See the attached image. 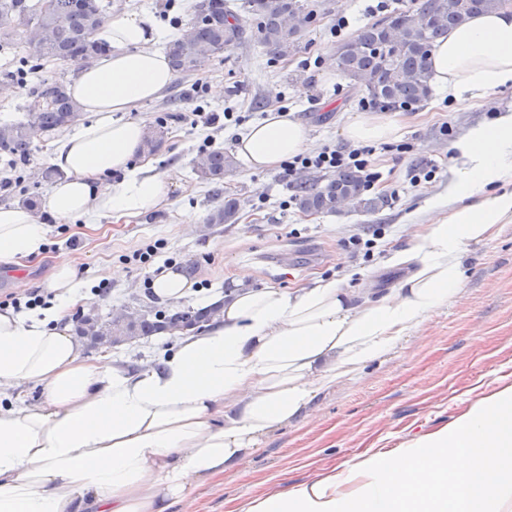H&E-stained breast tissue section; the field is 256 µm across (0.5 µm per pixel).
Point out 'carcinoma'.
Listing matches in <instances>:
<instances>
[{
  "label": "carcinoma",
  "instance_id": "obj_1",
  "mask_svg": "<svg viewBox=\"0 0 512 512\" xmlns=\"http://www.w3.org/2000/svg\"><path fill=\"white\" fill-rule=\"evenodd\" d=\"M422 22L403 26L396 46L389 47V32L381 23L362 27L351 39L336 47V69L350 80L374 108L391 110L421 103L430 95L429 56L433 47L471 16L505 8L504 0H413ZM187 28L167 48L169 65L178 76L205 71L211 62L241 42L247 27L255 26L260 43L273 58H284L298 48L318 17V4L312 0H198ZM50 33L33 46L37 59H69L88 62L106 52L94 34L105 20L99 0H52L49 11L40 0H0V18ZM34 103L14 122L0 125V153L14 164L29 161L34 134L46 137L80 118L77 104L67 93L65 82H42L32 92ZM169 127L157 122L148 127L144 150L152 155L167 143ZM237 167L234 154L217 149L201 154L195 166L198 178L219 185ZM348 198L368 212L389 205L385 195L369 196L362 177L345 170L332 175L299 177L293 186V199L303 214L334 213L336 203ZM240 220L236 193L224 188V201L206 215V224H236ZM218 306L175 307L167 311L132 309L128 335L152 336L161 332H184L211 321ZM78 336L93 344L110 343L112 322L104 321L91 309L74 324Z\"/></svg>",
  "mask_w": 512,
  "mask_h": 512
}]
</instances>
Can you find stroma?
Returning a JSON list of instances; mask_svg holds the SVG:
<instances>
[{"label":"stroma","instance_id":"stroma-1","mask_svg":"<svg viewBox=\"0 0 512 512\" xmlns=\"http://www.w3.org/2000/svg\"><path fill=\"white\" fill-rule=\"evenodd\" d=\"M193 0H101L104 11L151 8L170 11L165 28L180 35L192 19ZM325 15L310 27L299 49L287 58L268 56L257 32L217 57L197 75L175 78L158 99L137 108L146 123H167L169 140L153 157L160 172L176 169L180 182L171 209L132 219H100L88 225L76 220L49 223L48 247L40 256L0 269V298L30 288H47L60 259H69L83 283L75 312L96 308L102 316L139 304H156L145 288V273L128 263L127 255L147 243H165L164 257L174 269H190L197 280L195 294L184 305H205L209 296L223 293L231 277L248 272L255 287L277 285L296 288L313 285L322 277L346 279L367 269L376 288L386 289L404 272L386 267L390 251L408 247L409 227L433 223L437 215L427 202L448 191L455 160L448 146L477 124L512 111V86L458 102L448 93L399 109L401 142L408 152L376 150L381 181L374 193L389 196L390 204L376 213L350 207L335 214L308 216L284 207L292 194L288 181L276 171L254 172L238 165L227 181L237 192L241 219L236 224L211 227L206 213L219 198L212 186L194 173L198 147L212 139L215 148L234 151L249 124L271 111H285L311 130L312 149L342 146L344 126L365 113L361 95L347 78L326 79L334 63L339 40L352 37L366 24L391 16L393 10H413L412 0H320ZM349 25L340 36L330 34L336 17ZM76 64L37 63L23 45L0 48V125L22 117L31 103V90L39 82L71 78ZM223 94H214V86ZM223 113H242L246 124L223 128L193 123L196 106ZM452 135H444V126ZM53 141L35 137L29 161L17 168L21 181L0 191V205H18L23 198L43 200L50 189L41 173L49 166ZM434 168V177L419 187L393 196V189L415 168ZM374 224L387 225L370 263L352 260L341 242ZM76 246H68V239ZM118 268L123 278L105 280L107 268ZM107 281L108 290L95 296L92 288ZM170 336H149L111 347L108 352L134 365L152 364L169 353ZM103 348H84L85 356L103 355ZM512 385V223L502 225L491 241L473 247L461 294L403 341L384 360L368 366L358 378L318 394L309 415L271 436L223 483L205 484L192 491L174 512H235L244 501L287 491L326 475L342 462L394 451L416 436L447 425L471 400Z\"/></svg>","mask_w":512,"mask_h":512}]
</instances>
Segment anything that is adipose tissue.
<instances>
[{
  "label": "adipose tissue",
  "instance_id": "adipose-tissue-1",
  "mask_svg": "<svg viewBox=\"0 0 512 512\" xmlns=\"http://www.w3.org/2000/svg\"><path fill=\"white\" fill-rule=\"evenodd\" d=\"M165 36L146 8L114 14L98 29L108 55L69 83L90 120L54 150L62 177L41 210L0 206V264L42 251L45 217L93 224L170 207L175 184L143 160L147 125L133 115L174 79ZM430 69L434 88L457 97L512 85V8L449 30ZM400 129L397 115L374 114L350 121L343 135L389 141ZM310 143L305 124L271 112L236 151L261 172ZM450 149L457 164L448 193L430 201L437 221L416 226L409 247L386 259L408 269L393 288L375 298L333 278L257 288L243 272L210 326L178 336L174 351L150 365L84 356L66 321L80 283L60 261L50 306L27 316L0 311V390L42 389L36 404L0 407V512H171L306 415L318 392L391 353L461 292L468 246L512 222V111L471 127ZM238 512H512V386L406 448L345 462Z\"/></svg>",
  "mask_w": 512,
  "mask_h": 512
}]
</instances>
